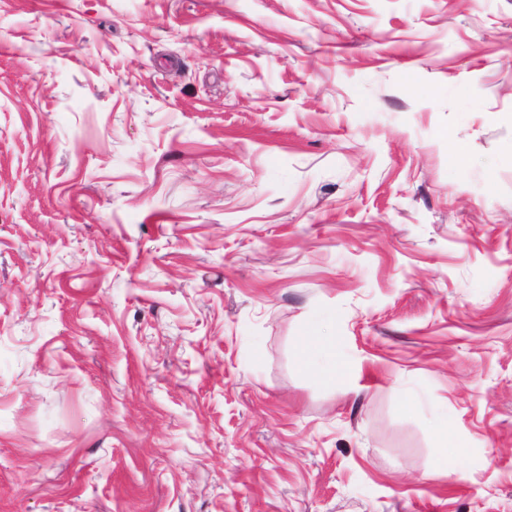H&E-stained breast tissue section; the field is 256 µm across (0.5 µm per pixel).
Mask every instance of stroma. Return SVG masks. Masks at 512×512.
<instances>
[{"label":"stroma","instance_id":"35a3bbf8","mask_svg":"<svg viewBox=\"0 0 512 512\" xmlns=\"http://www.w3.org/2000/svg\"><path fill=\"white\" fill-rule=\"evenodd\" d=\"M0 512H512V0H0ZM440 447L451 448V457L453 461L456 460L464 453L463 448H467L464 440L459 437L453 430L452 426L448 421H445L438 432Z\"/></svg>","mask_w":512,"mask_h":512}]
</instances>
